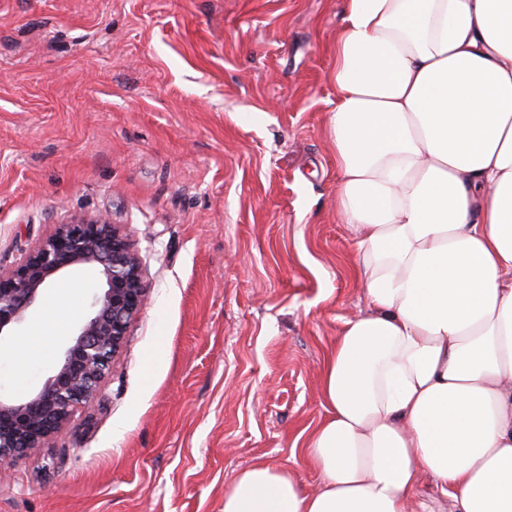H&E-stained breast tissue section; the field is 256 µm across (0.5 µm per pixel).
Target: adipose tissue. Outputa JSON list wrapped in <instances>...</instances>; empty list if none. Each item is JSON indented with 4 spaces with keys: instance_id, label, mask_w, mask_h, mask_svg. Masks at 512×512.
<instances>
[{
    "instance_id": "ef3b65f1",
    "label": "adipose tissue",
    "mask_w": 512,
    "mask_h": 512,
    "mask_svg": "<svg viewBox=\"0 0 512 512\" xmlns=\"http://www.w3.org/2000/svg\"><path fill=\"white\" fill-rule=\"evenodd\" d=\"M335 55L368 311L325 360L318 489L257 463L224 512H512V0H347Z\"/></svg>"
}]
</instances>
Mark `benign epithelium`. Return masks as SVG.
Returning a JSON list of instances; mask_svg holds the SVG:
<instances>
[{
	"label": "benign epithelium",
	"mask_w": 512,
	"mask_h": 512,
	"mask_svg": "<svg viewBox=\"0 0 512 512\" xmlns=\"http://www.w3.org/2000/svg\"><path fill=\"white\" fill-rule=\"evenodd\" d=\"M95 275L89 308L41 386L0 391V467L43 448L79 408L97 399L149 288L127 235L104 217L60 224L11 270H0V345L19 335L44 291L79 270Z\"/></svg>",
	"instance_id": "benign-epithelium-1"
}]
</instances>
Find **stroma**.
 I'll return each mask as SVG.
<instances>
[{
  "mask_svg": "<svg viewBox=\"0 0 512 512\" xmlns=\"http://www.w3.org/2000/svg\"><path fill=\"white\" fill-rule=\"evenodd\" d=\"M345 0H0V268L75 218L139 254L147 301L104 379L0 483V512H222L288 468L325 358L367 310L325 127ZM91 272L48 290L0 389L48 376Z\"/></svg>",
  "mask_w": 512,
  "mask_h": 512,
  "instance_id": "stroma-1",
  "label": "stroma"
}]
</instances>
